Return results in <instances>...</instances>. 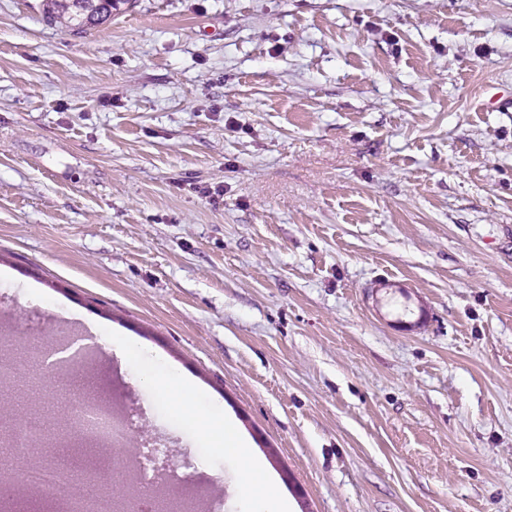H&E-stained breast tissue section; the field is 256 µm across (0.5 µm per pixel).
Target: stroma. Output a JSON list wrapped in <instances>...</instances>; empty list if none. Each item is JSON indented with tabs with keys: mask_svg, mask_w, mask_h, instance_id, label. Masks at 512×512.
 <instances>
[{
	"mask_svg": "<svg viewBox=\"0 0 512 512\" xmlns=\"http://www.w3.org/2000/svg\"><path fill=\"white\" fill-rule=\"evenodd\" d=\"M508 91L512 0H133L79 34L0 0V322L43 373L6 425L132 411L217 512L227 417L291 512H512ZM156 385L165 387L167 394L169 395L171 400L181 410L192 411L195 390L191 383H181L177 387L173 388H169V386L164 385L163 382H158L156 383Z\"/></svg>",
	"mask_w": 512,
	"mask_h": 512,
	"instance_id": "stroma-1",
	"label": "stroma"
}]
</instances>
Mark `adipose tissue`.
I'll return each mask as SVG.
<instances>
[{
    "mask_svg": "<svg viewBox=\"0 0 512 512\" xmlns=\"http://www.w3.org/2000/svg\"><path fill=\"white\" fill-rule=\"evenodd\" d=\"M212 441L231 454L238 468L236 492L243 501V512H290L286 499L269 489V471L253 455L247 444L236 438L230 425L203 421Z\"/></svg>",
    "mask_w": 512,
    "mask_h": 512,
    "instance_id": "obj_1",
    "label": "adipose tissue"
}]
</instances>
